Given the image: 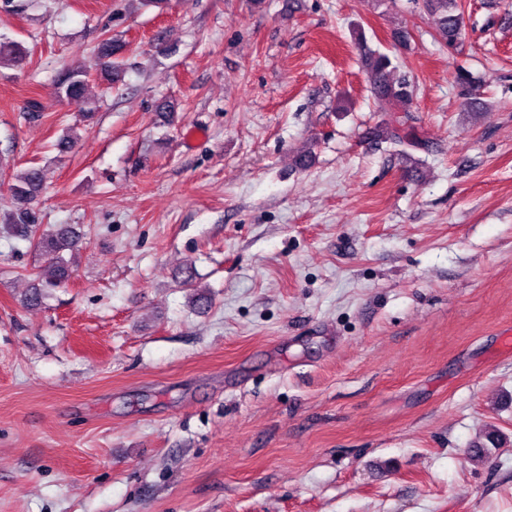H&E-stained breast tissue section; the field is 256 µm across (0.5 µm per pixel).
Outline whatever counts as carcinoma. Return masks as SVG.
<instances>
[{
  "label": "carcinoma",
  "mask_w": 512,
  "mask_h": 512,
  "mask_svg": "<svg viewBox=\"0 0 512 512\" xmlns=\"http://www.w3.org/2000/svg\"><path fill=\"white\" fill-rule=\"evenodd\" d=\"M424 12L435 19L441 40L450 48L456 47L462 38L463 11L459 0H413ZM126 44L116 37L101 40L95 49L94 67L105 74L110 83L122 80L120 56ZM27 56L23 46L12 40L0 38V66H21ZM366 66L371 72L372 89L382 104L390 107L406 105L413 98V88L404 78L391 77V58L383 52L372 51L366 55ZM58 93L67 99L85 97L89 85L87 66L64 68L56 79ZM44 189L41 168L31 166L14 177L8 186L13 209L5 214L7 222L14 225L20 236L44 258V264L35 272L34 280L26 303L38 306L44 298V291L66 284L75 273L71 260L64 253L74 252L81 243V236L70 224H56L47 230H40L36 224V208Z\"/></svg>",
  "instance_id": "1"
}]
</instances>
